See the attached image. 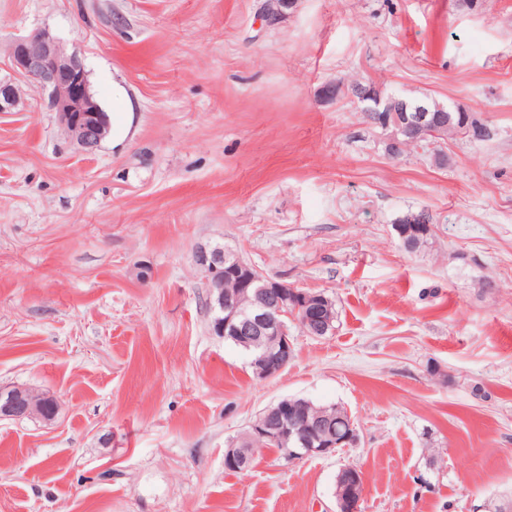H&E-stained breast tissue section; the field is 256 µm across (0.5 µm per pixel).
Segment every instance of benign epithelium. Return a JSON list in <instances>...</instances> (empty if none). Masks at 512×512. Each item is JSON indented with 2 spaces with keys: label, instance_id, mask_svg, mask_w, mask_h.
I'll return each instance as SVG.
<instances>
[{
  "label": "benign epithelium",
  "instance_id": "1",
  "mask_svg": "<svg viewBox=\"0 0 512 512\" xmlns=\"http://www.w3.org/2000/svg\"><path fill=\"white\" fill-rule=\"evenodd\" d=\"M8 68L12 79L0 80V114L14 112L21 103L18 83L34 84L45 93L46 108L58 114L68 137L82 149L91 152L100 147L109 132L108 120L89 90L88 74L81 57L67 52L60 40L48 30H39L28 36L18 37L11 46ZM328 98L344 95L356 102L368 97H382L380 88L369 84L352 90L342 85L328 86ZM374 123L388 131L385 137L387 155L397 158L402 148L401 137L423 141L438 135V129L449 122L436 120L429 115V108L421 105L410 107L403 99L393 103L374 116ZM196 264L208 274L209 305L216 312L212 331L217 336H233L244 345L257 344L263 338L277 342L273 349H264L254 365L258 376L268 379L279 375L292 358L287 320L293 319L289 308L299 309L300 300L308 294L281 282H268L255 288L250 310L241 307L240 294L224 290V281L234 279L242 291L261 278L254 268L242 262L239 256L231 257L218 245L199 248L195 253ZM327 302L323 295L315 301L305 302L310 308L305 319L307 334L318 337L325 327L320 311ZM57 408L55 399L36 396L28 389H0V420L40 415L46 407ZM263 422L250 423V438L266 439L287 449L288 460L324 457L336 453L352 441L353 435L336 439L324 433L317 418L307 412L288 407L283 398L275 407L264 410ZM250 450L231 444L224 454V465L239 473L248 470ZM365 489L364 475L344 466L336 477V512H361Z\"/></svg>",
  "mask_w": 512,
  "mask_h": 512
}]
</instances>
